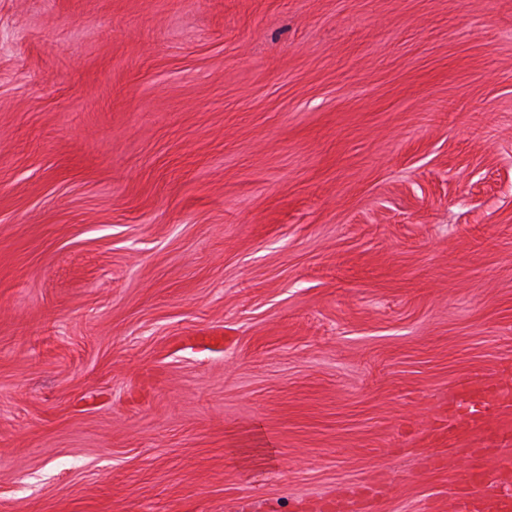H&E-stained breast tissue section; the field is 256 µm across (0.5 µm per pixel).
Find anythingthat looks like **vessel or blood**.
Instances as JSON below:
<instances>
[{"instance_id": "obj_1", "label": "vessel or blood", "mask_w": 512, "mask_h": 512, "mask_svg": "<svg viewBox=\"0 0 512 512\" xmlns=\"http://www.w3.org/2000/svg\"><path fill=\"white\" fill-rule=\"evenodd\" d=\"M431 472L447 468L445 450L468 459L456 473L450 512H512V361L495 373L455 383L438 413L420 432Z\"/></svg>"}]
</instances>
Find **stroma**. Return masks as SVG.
<instances>
[{
	"instance_id": "stroma-1",
	"label": "stroma",
	"mask_w": 512,
	"mask_h": 512,
	"mask_svg": "<svg viewBox=\"0 0 512 512\" xmlns=\"http://www.w3.org/2000/svg\"><path fill=\"white\" fill-rule=\"evenodd\" d=\"M512 359V0H0V512H423ZM344 500L353 502L354 510L357 512H379L381 504L378 498L372 493L368 486H359L358 490L351 498H336V506L334 500H326L324 506L327 510L342 512L344 510Z\"/></svg>"
}]
</instances>
